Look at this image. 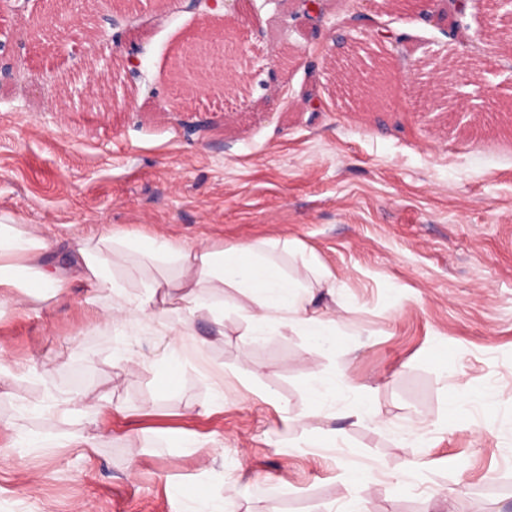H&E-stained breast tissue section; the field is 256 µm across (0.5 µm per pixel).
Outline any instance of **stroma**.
<instances>
[{
    "instance_id": "obj_1",
    "label": "stroma",
    "mask_w": 512,
    "mask_h": 512,
    "mask_svg": "<svg viewBox=\"0 0 512 512\" xmlns=\"http://www.w3.org/2000/svg\"><path fill=\"white\" fill-rule=\"evenodd\" d=\"M322 8L313 25L263 0L209 16L133 0L125 50L140 75L107 71L109 111L67 90L113 54V0L37 44L19 40L24 16L0 15V60L21 65L0 90V217L61 236L294 240L340 282L314 301L336 314L325 346L289 328L248 335L225 289L223 332L197 318L206 344L185 347L171 386L154 366L164 338L98 325L82 283L66 301L0 304V366L31 370L0 376V512H200L176 484L234 512H336L357 495L364 512H445L448 495L457 512H512V17L490 0L460 14ZM353 14L391 35L388 104L370 112L337 94L330 61ZM234 26L230 92L173 81L188 42ZM76 369L110 411L46 419V391L73 392ZM315 373L336 396L312 411ZM359 402L376 418H350ZM94 426L98 447H63ZM188 435L203 443L192 454ZM357 467L372 477L362 492L346 477Z\"/></svg>"
}]
</instances>
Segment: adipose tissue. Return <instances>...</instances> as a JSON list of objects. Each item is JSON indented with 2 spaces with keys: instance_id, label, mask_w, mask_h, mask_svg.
<instances>
[{
  "instance_id": "ef3b65f1",
  "label": "adipose tissue",
  "mask_w": 512,
  "mask_h": 512,
  "mask_svg": "<svg viewBox=\"0 0 512 512\" xmlns=\"http://www.w3.org/2000/svg\"><path fill=\"white\" fill-rule=\"evenodd\" d=\"M66 250L70 270L54 262ZM300 256L308 278L290 275L276 260L277 250ZM151 266L155 277L143 281V294L130 295L128 274ZM92 288L85 300L103 324L121 328L127 321L157 328L168 339L169 351L158 371L165 383H173L181 363L179 349L193 335L197 315L208 313L216 325L224 323V291L237 289L243 301L239 310L254 328L298 329L313 341L336 331V317L313 308L307 289L335 294L336 273L308 254L301 245L284 240L261 239L224 247L194 243L163 235L112 231L72 235L61 239L29 224L0 221V302H45L67 299L72 280ZM109 304H102V297ZM177 323L165 319L169 311ZM107 396L46 392L43 411L51 419L67 418L88 409L104 412Z\"/></svg>"
}]
</instances>
